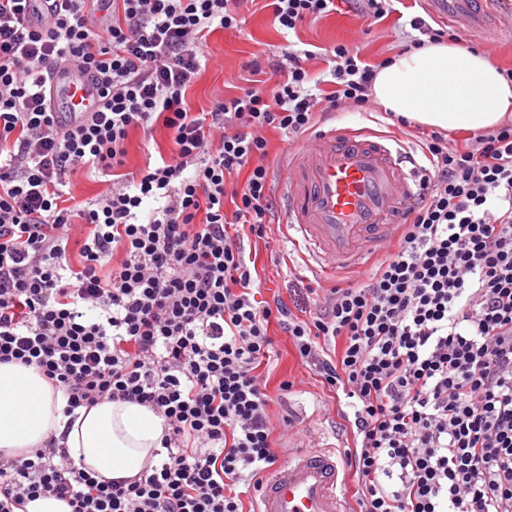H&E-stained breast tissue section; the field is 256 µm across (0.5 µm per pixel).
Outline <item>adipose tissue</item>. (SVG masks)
<instances>
[{
    "instance_id": "adipose-tissue-1",
    "label": "adipose tissue",
    "mask_w": 512,
    "mask_h": 512,
    "mask_svg": "<svg viewBox=\"0 0 512 512\" xmlns=\"http://www.w3.org/2000/svg\"><path fill=\"white\" fill-rule=\"evenodd\" d=\"M373 98L412 122L479 131L512 112V82L483 54L453 42L403 52L376 74ZM66 401L34 369L0 364V450L22 456L56 436L75 463L99 477L131 479L156 464L165 420L129 402H103L63 413Z\"/></svg>"
}]
</instances>
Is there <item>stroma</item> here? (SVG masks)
I'll return each mask as SVG.
<instances>
[{
  "instance_id": "stroma-1",
  "label": "stroma",
  "mask_w": 512,
  "mask_h": 512,
  "mask_svg": "<svg viewBox=\"0 0 512 512\" xmlns=\"http://www.w3.org/2000/svg\"><path fill=\"white\" fill-rule=\"evenodd\" d=\"M270 0H245L240 11V24L233 29H218L209 36L205 47L207 62L187 91V98L195 111H210L224 99L237 96L252 78L250 63L260 60L264 70L283 62L287 50L317 52L310 62L312 76L322 92L332 89L326 81L330 64L320 51L342 43L359 50L364 60L372 65L402 52L406 43L416 37L410 26L420 8L415 0H396L394 10L387 17L373 22L362 17L350 0H340L336 11L313 22L303 23L296 33L283 34L275 20ZM343 124L354 129L366 128L393 136L409 146H417L426 137L427 127L411 125L393 127L381 112H359L351 108L338 110L322 120V127ZM169 146L163 127H156L152 137L135 130L127 142L126 171L139 172L149 158L166 152ZM268 239L259 243L256 267L264 283L260 297L264 300L283 298L294 313L313 307L318 289L346 286L352 274L339 272L322 274L311 269L303 249L290 237L288 215L282 195H275ZM276 355L262 373L267 380V391L274 396L271 406L274 422L283 417L292 420V438L295 444L320 447L330 451L343 450L347 434L345 422L338 413L337 398L322 390L312 374L296 357L291 342L278 326H271ZM291 380V393L280 394L279 385Z\"/></svg>"
}]
</instances>
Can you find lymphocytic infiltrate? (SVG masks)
Returning a JSON list of instances; mask_svg holds the SVG:
<instances>
[{"mask_svg": "<svg viewBox=\"0 0 512 512\" xmlns=\"http://www.w3.org/2000/svg\"><path fill=\"white\" fill-rule=\"evenodd\" d=\"M239 3L0 0V363L35 367L67 413L125 401L168 426L165 456L130 480L97 479L63 448L0 453V512L40 496L71 512H244L243 488L279 459L259 371L273 324L344 409L359 512H512V123L455 145L428 134L420 196L365 280L305 316L257 300L244 242L273 213L254 162L265 131L370 105L376 68L336 45L334 89L317 96L313 51H292L273 86L194 111L207 38L237 26ZM271 6L288 30L336 8ZM64 63L102 100L68 127L45 86ZM158 126L168 153L125 172L130 131ZM81 168L112 185L72 204L62 187Z\"/></svg>", "mask_w": 512, "mask_h": 512, "instance_id": "lymphocytic-infiltrate-1", "label": "lymphocytic infiltrate"}]
</instances>
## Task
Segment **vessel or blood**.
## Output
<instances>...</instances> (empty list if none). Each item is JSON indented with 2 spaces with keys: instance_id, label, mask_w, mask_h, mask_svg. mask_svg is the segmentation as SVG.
Wrapping results in <instances>:
<instances>
[{
  "instance_id": "1",
  "label": "vessel or blood",
  "mask_w": 512,
  "mask_h": 512,
  "mask_svg": "<svg viewBox=\"0 0 512 512\" xmlns=\"http://www.w3.org/2000/svg\"><path fill=\"white\" fill-rule=\"evenodd\" d=\"M427 16L459 33L501 37L496 0H418ZM53 111H96L100 87L77 69L59 67L48 77ZM417 153L387 136L332 126L312 142L289 150L286 194L293 240L320 272L357 271L396 237L409 205L421 192ZM344 458L325 450H300L266 472L256 512H354L345 491Z\"/></svg>"
}]
</instances>
